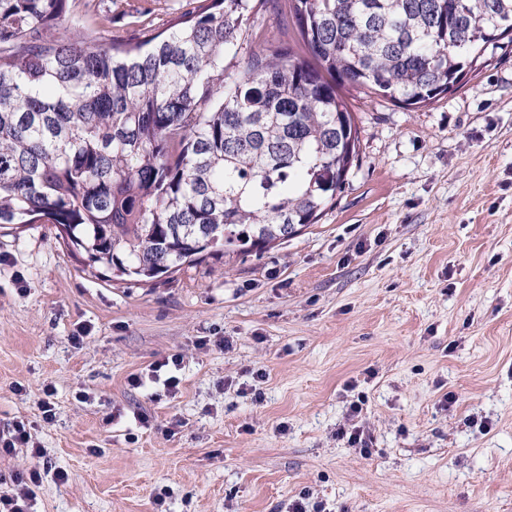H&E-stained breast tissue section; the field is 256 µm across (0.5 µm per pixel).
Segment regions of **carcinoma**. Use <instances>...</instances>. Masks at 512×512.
<instances>
[{"label": "carcinoma", "mask_w": 512, "mask_h": 512, "mask_svg": "<svg viewBox=\"0 0 512 512\" xmlns=\"http://www.w3.org/2000/svg\"><path fill=\"white\" fill-rule=\"evenodd\" d=\"M295 43L253 45L267 7ZM121 0H0V226L55 224L116 279L262 253L319 221L357 157L342 95L407 107L512 44V0H192L103 41Z\"/></svg>", "instance_id": "obj_1"}]
</instances>
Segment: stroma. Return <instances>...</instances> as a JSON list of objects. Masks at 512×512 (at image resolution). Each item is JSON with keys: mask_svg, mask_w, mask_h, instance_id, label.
Returning <instances> with one entry per match:
<instances>
[{"mask_svg": "<svg viewBox=\"0 0 512 512\" xmlns=\"http://www.w3.org/2000/svg\"><path fill=\"white\" fill-rule=\"evenodd\" d=\"M346 98L342 192L262 254L121 281L0 228V429L32 435L0 477L40 471L33 512H512V46L420 107Z\"/></svg>", "mask_w": 512, "mask_h": 512, "instance_id": "1", "label": "stroma"}]
</instances>
